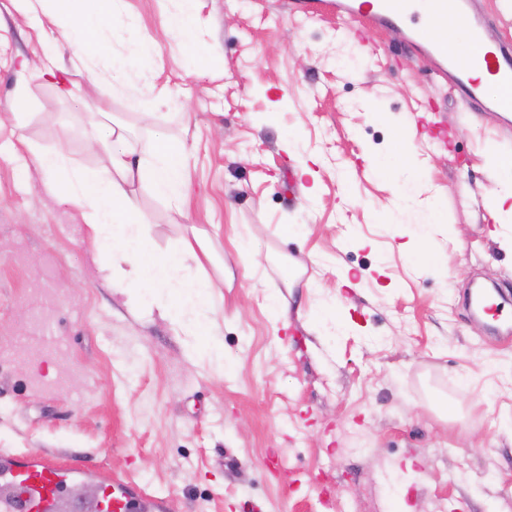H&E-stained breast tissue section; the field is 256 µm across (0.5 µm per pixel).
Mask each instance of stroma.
I'll return each instance as SVG.
<instances>
[{
  "instance_id": "obj_1",
  "label": "stroma",
  "mask_w": 512,
  "mask_h": 512,
  "mask_svg": "<svg viewBox=\"0 0 512 512\" xmlns=\"http://www.w3.org/2000/svg\"><path fill=\"white\" fill-rule=\"evenodd\" d=\"M288 2L196 0L203 65L163 29L174 0H126L96 37L127 56L151 42L153 56L122 88L104 60L72 72L63 98L36 67L68 62L66 34L0 0V453L132 475L166 512H512V253L491 238L483 166L487 142L512 154V130L465 111L399 29L301 21ZM138 83L180 109L145 120L127 93ZM103 110L133 143L190 152L184 212L144 189L139 204L155 251L205 238L227 374L188 359L209 337L114 291L79 209L42 189L33 151L106 165L86 145ZM436 116L444 149L427 136ZM408 124L426 178L404 203ZM432 199L443 222L426 244L444 269L400 248ZM480 282L509 298L488 322L472 306ZM276 454L287 464L273 470Z\"/></svg>"
}]
</instances>
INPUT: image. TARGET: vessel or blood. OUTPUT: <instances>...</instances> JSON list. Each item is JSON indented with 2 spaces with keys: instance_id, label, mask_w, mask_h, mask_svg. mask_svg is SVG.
<instances>
[{
  "instance_id": "vessel-or-blood-1",
  "label": "vessel or blood",
  "mask_w": 512,
  "mask_h": 512,
  "mask_svg": "<svg viewBox=\"0 0 512 512\" xmlns=\"http://www.w3.org/2000/svg\"><path fill=\"white\" fill-rule=\"evenodd\" d=\"M415 0H291L293 14L305 19L336 16L366 21L378 29L403 26L406 43L416 55L430 57L436 81L447 86L472 112H512V41L490 40L489 16L482 0H429L426 12L414 9ZM458 24L468 32L464 47L434 38L435 29ZM483 70L496 86L486 95L475 70ZM89 470L62 468L35 454H0V481L9 489L0 498V512H56L64 486L89 477ZM104 512H132L144 503L151 512H164L165 500L144 492L132 479L115 476L102 484Z\"/></svg>"
}]
</instances>
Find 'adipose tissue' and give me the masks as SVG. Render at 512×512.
Returning a JSON list of instances; mask_svg holds the SVG:
<instances>
[{
	"label": "adipose tissue",
	"mask_w": 512,
	"mask_h": 512,
	"mask_svg": "<svg viewBox=\"0 0 512 512\" xmlns=\"http://www.w3.org/2000/svg\"><path fill=\"white\" fill-rule=\"evenodd\" d=\"M55 23L68 39L73 62L91 70L99 48L90 34L103 30L119 16L125 0H55ZM91 150L104 151L107 168L71 167L62 150L33 153L32 161L44 176L43 188L81 211L88 239L113 288L188 336H212L216 330L208 315L213 309L212 283L199 276L209 254L198 239H182L168 252L151 249L150 227L140 218L134 184L174 206L185 202L187 176L184 147L159 139L144 150L128 140L124 125L106 126L88 141ZM485 157L494 183L490 194L500 230V247L512 250V156L487 144Z\"/></svg>",
	"instance_id": "ef3b65f1"
}]
</instances>
